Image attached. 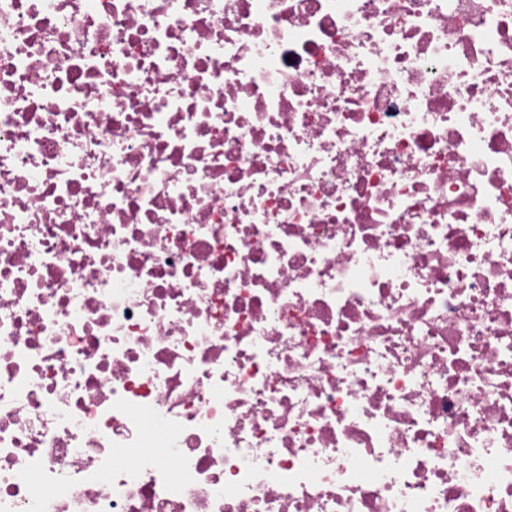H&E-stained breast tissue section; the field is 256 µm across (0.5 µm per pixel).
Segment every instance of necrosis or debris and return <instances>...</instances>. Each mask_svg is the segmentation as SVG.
<instances>
[{
	"mask_svg": "<svg viewBox=\"0 0 512 512\" xmlns=\"http://www.w3.org/2000/svg\"><path fill=\"white\" fill-rule=\"evenodd\" d=\"M0 512H512V0H0Z\"/></svg>",
	"mask_w": 512,
	"mask_h": 512,
	"instance_id": "4bbe7bcc",
	"label": "necrosis or debris"
}]
</instances>
